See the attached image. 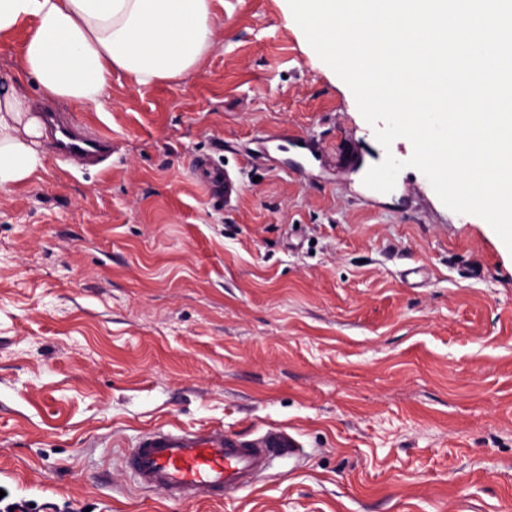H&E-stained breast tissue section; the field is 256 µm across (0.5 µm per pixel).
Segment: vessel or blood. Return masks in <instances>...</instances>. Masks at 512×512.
I'll return each mask as SVG.
<instances>
[{"label": "vessel or blood", "mask_w": 512, "mask_h": 512, "mask_svg": "<svg viewBox=\"0 0 512 512\" xmlns=\"http://www.w3.org/2000/svg\"><path fill=\"white\" fill-rule=\"evenodd\" d=\"M47 121L58 134L56 151L85 163L110 152L112 140L79 133L59 114ZM201 176L223 190L225 201L239 193L234 172L210 160L201 161ZM298 443L283 431L273 430L255 440H242L223 429L184 430L162 425L143 433L128 449L124 463L138 484L161 490L170 499L189 504L218 502L249 485L279 456L299 453Z\"/></svg>", "instance_id": "1"}]
</instances>
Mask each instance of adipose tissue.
I'll return each instance as SVG.
<instances>
[{
	"label": "adipose tissue",
	"instance_id": "obj_1",
	"mask_svg": "<svg viewBox=\"0 0 512 512\" xmlns=\"http://www.w3.org/2000/svg\"><path fill=\"white\" fill-rule=\"evenodd\" d=\"M215 0H0V37L22 30L18 67L0 72V193L38 176L43 136L25 91L100 112L113 73L148 86L183 76L213 47Z\"/></svg>",
	"mask_w": 512,
	"mask_h": 512
}]
</instances>
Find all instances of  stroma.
Returning <instances> with one entry per match:
<instances>
[{"label": "stroma", "mask_w": 512, "mask_h": 512, "mask_svg": "<svg viewBox=\"0 0 512 512\" xmlns=\"http://www.w3.org/2000/svg\"><path fill=\"white\" fill-rule=\"evenodd\" d=\"M286 0H224L183 77L112 76L105 109L40 99L94 166L44 144L0 194V486L45 512H512V251L386 155ZM233 170L232 202L194 168ZM162 424L292 435L234 497L140 488ZM47 122L54 134L60 133V138L54 136L56 151L75 162H88L109 153L112 149L110 137L98 135L95 139L84 136L62 119L58 113L48 112Z\"/></svg>", "instance_id": "1"}]
</instances>
